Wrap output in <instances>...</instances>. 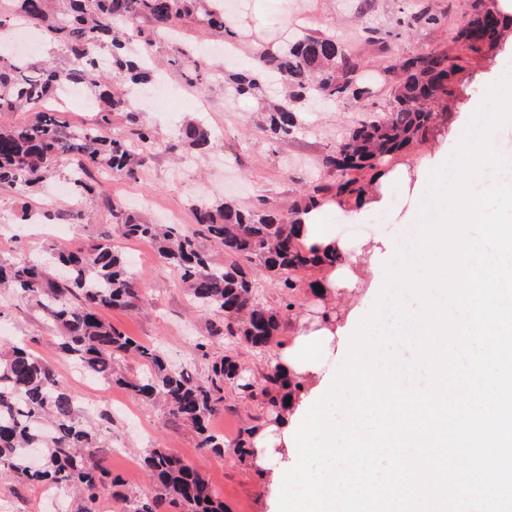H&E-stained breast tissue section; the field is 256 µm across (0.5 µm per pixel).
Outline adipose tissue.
Returning a JSON list of instances; mask_svg holds the SVG:
<instances>
[{
	"label": "adipose tissue",
	"instance_id": "adipose-tissue-1",
	"mask_svg": "<svg viewBox=\"0 0 512 512\" xmlns=\"http://www.w3.org/2000/svg\"><path fill=\"white\" fill-rule=\"evenodd\" d=\"M321 209H307L301 215L300 242L316 254L338 253L341 261L328 267L319 285L324 292L336 288L355 292L370 287L371 282L356 273L355 267L362 255L374 253V245L360 242L349 244L339 239L332 225L322 223ZM338 326L335 323L309 325L299 323L288 345L279 347L274 361L279 364L290 382L297 388L291 391V402L275 417L273 423L256 431L250 440V452L254 462L263 470L266 482H273L275 464L290 462L291 457L284 439V432L291 424L299 405L310 396L331 369L338 351Z\"/></svg>",
	"mask_w": 512,
	"mask_h": 512
}]
</instances>
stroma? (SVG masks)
Masks as SVG:
<instances>
[{
    "mask_svg": "<svg viewBox=\"0 0 512 512\" xmlns=\"http://www.w3.org/2000/svg\"><path fill=\"white\" fill-rule=\"evenodd\" d=\"M231 14L242 31L236 41L233 60H226L224 47L208 30L185 26L183 42L196 46L213 70L227 66L236 70L252 67L260 50L276 48L289 37L306 33H325L336 37L360 63L359 75H377L375 93L370 98H345L334 103H312L300 113V125L291 136L276 139L259 125L263 98L229 99L224 82H211L205 91L187 86L178 71L167 68L165 99H150L142 107V119L156 129L163 150L141 160L133 178L112 176L107 192L113 201L128 208L143 210L157 218L162 212L180 213L186 229H194L188 209L190 200L207 198L238 206L257 199H268L279 208H288L305 190L325 181L328 172L322 161L336 141L353 129L370 111L390 105V87L394 74L382 73L378 64L382 55L407 57L426 50L457 54L444 28L410 31L399 23L402 13L432 5L447 12L451 24H459L471 12L473 0H231ZM512 66V43L503 41L482 56L470 57L456 76L460 96L448 101V120L444 129L433 131L412 151L391 161V168L413 166L417 159L435 153L454 154L459 141L481 105L487 88ZM196 118L206 129L211 144L205 151L189 148L181 140L183 120ZM395 207L386 212L384 223H375L374 212L361 217L371 228L370 235L400 244L415 233L424 217L421 205L427 192L412 194L403 183L390 185ZM91 213L87 224H73L67 219L74 206ZM51 210L48 219L23 220V213ZM110 235L115 248L128 259L139 286L147 296L146 304L130 311H107L112 325L137 340L153 343L163 350L170 363L185 367L195 376L206 375L208 358L202 357L195 344L206 335L210 317L199 312L184 287L178 270L165 262L154 243L125 238L116 233L103 199L75 202L69 195L45 200L42 191H26L0 186V257L24 255L43 263L51 262L53 247H86ZM317 271L305 272L296 306L282 327L280 338L289 341L298 320L320 322L323 311L342 316L349 305L347 298L331 295L318 298L308 285ZM0 325L6 327L5 342L25 341L56 370L61 383L80 394L86 415L95 418L97 410L112 411L111 442L114 452L105 461L113 473L123 477V493L143 490L147 476L138 467L145 449L156 445L171 448L208 479L216 496L224 502V512H260L265 493L251 461L240 460L234 448L215 454L198 445L195 432L185 425L165 420L160 405L142 401L117 386L96 382L60 352L56 330L43 324L35 310L24 300L0 292ZM224 408L212 420V427L225 439H233L249 416L257 415L254 402L239 397L233 389L224 391ZM37 487L0 480V501L7 512H76L72 495L60 493L58 502L44 501Z\"/></svg>",
    "mask_w": 512,
    "mask_h": 512,
    "instance_id": "35a3bbf8",
    "label": "stroma"
}]
</instances>
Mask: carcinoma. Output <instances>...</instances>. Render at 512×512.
I'll list each match as a JSON object with an SVG mask.
<instances>
[{"label":"carcinoma","mask_w":512,"mask_h":512,"mask_svg":"<svg viewBox=\"0 0 512 512\" xmlns=\"http://www.w3.org/2000/svg\"><path fill=\"white\" fill-rule=\"evenodd\" d=\"M0 7V30L15 17L24 18L42 41L59 45L63 64L54 65L36 55L16 57L0 49V112L29 114L26 122L0 126V186L29 189L43 181L60 162L74 164L68 180L71 194L81 199L103 193L102 183L85 175L108 171L132 176L137 163L128 139L106 136L114 112L149 154L160 140L152 127L130 105L126 92L112 91L111 81L125 79L146 85L151 79L158 37L174 34L171 58L187 74L188 82L205 87L214 77L204 57L180 41L181 26L194 23L226 38L237 31L224 14V0H8ZM442 12L420 9L412 26L435 27L445 23ZM499 13L474 0L467 22L448 29L450 41L463 54L429 50L404 60L389 59L382 70L399 72L391 88L388 111L373 114L354 127L324 158L330 182L316 184L283 212L266 200L251 208L228 202L196 200L191 204L199 230L180 224H153L109 206L112 223L130 239L157 245L162 257L181 272L200 311L215 313L208 335L196 346L203 356L216 339L231 345L211 359L208 374L194 378L182 367L168 364L153 345H146L112 326L108 309L137 308L143 302L135 274L112 248L109 238L86 249L60 247L53 265H39L27 257L0 259V287L26 300L39 316L59 330L57 345L63 354L98 380L123 387L139 398L162 403L168 420L191 426L198 447L224 452V436L213 431V417L224 409V386L257 402L263 413L285 407L284 378L279 366L262 374V381L247 378L232 345L243 343L263 352L280 346L281 314L295 307L301 274L321 263L340 261L323 257L299 242L300 212L328 196L359 198L368 192L363 172L403 154L448 116L436 106L455 94V76L464 69L468 54L482 55L502 38ZM141 38V51L128 53L130 35ZM111 55V67L98 66L99 51ZM359 63L336 39L327 34H304L292 45L257 54L255 70L229 76L230 87L242 98H255L266 79H275L285 98L270 100L262 108L271 134L288 136L299 125L296 102L305 98H359L371 94L359 83ZM82 86L99 102L100 119L70 130L53 105L64 87ZM181 138L197 150L208 146V133L193 121L181 127ZM221 246L220 256L203 249L196 235ZM262 272L281 291L280 310L256 295L255 276ZM140 359L145 371L127 376L116 369L127 355ZM81 397L65 388L52 366L25 348L0 347V475L21 485L52 487L76 493L77 512H100L99 501L107 489L123 486L121 477L104 465L110 448L112 413L98 412L93 425L84 423ZM260 417H250L231 441L240 459L249 456V442L260 428ZM150 486L139 494L118 493L120 512H224L207 479L180 455L161 445L143 458Z\"/></svg>","instance_id":"carcinoma-1"}]
</instances>
